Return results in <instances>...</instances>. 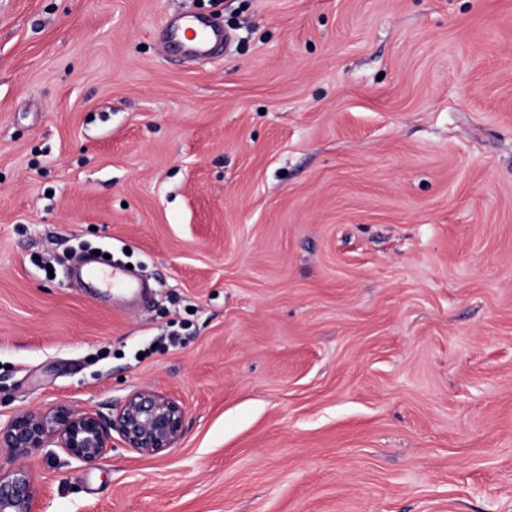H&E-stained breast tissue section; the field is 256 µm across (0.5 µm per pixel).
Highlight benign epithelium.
I'll return each instance as SVG.
<instances>
[{
  "label": "benign epithelium",
  "instance_id": "7a95c632",
  "mask_svg": "<svg viewBox=\"0 0 512 512\" xmlns=\"http://www.w3.org/2000/svg\"><path fill=\"white\" fill-rule=\"evenodd\" d=\"M183 418V409L175 400L141 390L130 394L112 418L65 404L12 415L0 422V447L7 449L14 460L33 450L56 447L77 461L94 463L111 448L115 432L127 447L157 454L179 439ZM35 496L24 465L6 471L0 468V512H34Z\"/></svg>",
  "mask_w": 512,
  "mask_h": 512
}]
</instances>
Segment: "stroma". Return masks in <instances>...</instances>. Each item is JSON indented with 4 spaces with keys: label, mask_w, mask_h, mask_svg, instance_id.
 Here are the masks:
<instances>
[{
    "label": "stroma",
    "mask_w": 512,
    "mask_h": 512,
    "mask_svg": "<svg viewBox=\"0 0 512 512\" xmlns=\"http://www.w3.org/2000/svg\"><path fill=\"white\" fill-rule=\"evenodd\" d=\"M142 388L36 512H512V0H0V418ZM179 32L183 33L187 43L177 38ZM186 34H190V37ZM222 38V29L197 16L181 15L166 27L163 42L165 50L171 48L183 51L184 55L204 57L211 53L213 46ZM79 275H84L87 279H93L102 285L117 288L129 284V277L131 275L118 268L111 267L110 270H105L99 266L95 258H90L81 263L77 270Z\"/></svg>",
    "instance_id": "1"
}]
</instances>
